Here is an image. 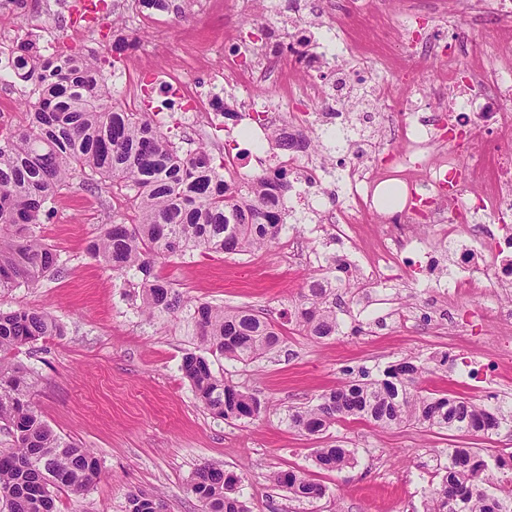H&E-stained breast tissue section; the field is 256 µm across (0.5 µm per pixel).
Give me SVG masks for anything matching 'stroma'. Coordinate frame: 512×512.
Wrapping results in <instances>:
<instances>
[{"label": "stroma", "mask_w": 512, "mask_h": 512, "mask_svg": "<svg viewBox=\"0 0 512 512\" xmlns=\"http://www.w3.org/2000/svg\"><path fill=\"white\" fill-rule=\"evenodd\" d=\"M232 0H168L163 27L138 28L123 18L122 0H111L97 31L79 40L65 36L68 14L30 11L0 16V26L14 25L15 35L0 34V51L15 36L38 40L46 28L60 38V53H79L111 60L118 37L137 39L136 60L145 71L170 65L204 66L218 72L224 65L220 48L229 29L253 31L249 13H240ZM306 19L339 12L355 27L347 44L336 49V64L359 71L362 86L371 82L380 59L416 71L418 85L398 88L403 100L423 96L437 80L440 61L402 50L401 40L411 16L424 15L426 0H306ZM384 39H377V27ZM251 119L235 115L227 122L226 151L241 158L248 174L273 166L279 150L271 141H258ZM363 130L352 122L335 138L319 136L318 155L332 156L335 166L327 181L332 192L324 206H338L344 191L340 167L347 158L341 145L358 141ZM132 192L123 183L103 182L98 188L73 180L57 194L52 212L40 226L44 242L58 254L60 276L43 278L26 288L0 295V309H43L62 327L61 335L39 341L16 354L30 372L31 400L44 420L67 441L91 448L100 463L97 477L83 494H59L58 512H126L133 492L162 494L168 512H200L190 490L194 471L208 462L222 463L240 479L239 490L250 512H423L437 468L448 461L458 438L415 425L378 428L361 421H341L323 438L298 434L283 417L288 410L316 403L319 395L346 379L350 370L380 373L388 365L409 360L424 366L421 380L428 391H461L457 372L439 366L447 349L486 362L502 361L496 340L505 323L491 309L496 287L485 275L479 290L440 296L429 284L439 269L449 268L448 244L433 226L420 235L439 260L438 268L413 271L398 266L391 286L393 305L404 311L435 313L455 309L454 324H430L425 329L395 322L367 335L368 321L379 314L373 287L351 283L336 291L339 331L329 339L300 333L290 319L306 287L309 271L339 257L356 268L365 267L376 240L374 224L362 235L338 240L319 227L316 215L289 200L286 229L269 248L246 255H217L204 250L182 258L159 261L154 272L183 296L226 307H247L285 326L281 347L267 358L245 365L225 358L215 371L242 390L259 394L271 409L257 420L213 418L198 402L180 371L183 356L194 351L182 316L161 322L141 312V278L122 276L96 261L89 252L101 225L133 224L138 213ZM305 240L306 249L289 254L288 243ZM340 444L355 452L352 466L340 471L318 469L312 448ZM293 468L320 481L327 499L308 503L289 498L269 481L272 472Z\"/></svg>", "instance_id": "1"}]
</instances>
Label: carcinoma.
I'll use <instances>...</instances> for the list:
<instances>
[{
    "label": "carcinoma",
    "mask_w": 512,
    "mask_h": 512,
    "mask_svg": "<svg viewBox=\"0 0 512 512\" xmlns=\"http://www.w3.org/2000/svg\"><path fill=\"white\" fill-rule=\"evenodd\" d=\"M8 66L31 86L25 124L0 136V294L60 274L55 250L37 234L58 192L89 171L135 191L136 224H104L90 253L113 271L143 274L142 309L150 317L181 311L195 328L197 344L212 356L251 364L283 342L280 325L248 308L192 303L153 273L158 260L197 249L238 255L275 243L285 230L274 211L277 193L288 191V172L278 170L226 179L224 161L204 147L184 154L147 112H128L106 92L107 77L96 59L75 55L46 58L28 40L16 43ZM278 149L306 151L276 131ZM335 287L327 270L309 274L295 312L298 331L316 339L338 332L330 302ZM60 334L45 310L0 309V428L10 446L0 449V512H57L61 492H84L99 463L87 448L66 443L38 414L30 399L26 368L16 350ZM180 371L196 398L222 420H255L267 412L258 395L224 381L208 358L194 352ZM424 368L408 360L367 372L322 394L303 410H289L288 427L307 436L334 423L361 420L386 428L416 424L478 438L512 425V407L490 406L451 393L436 396L419 386ZM316 467L338 471L355 462L354 451L326 445L311 452ZM478 448L448 449L445 474L425 512H512V480L492 482ZM273 486L314 503L326 486L294 470L269 476ZM239 478L219 464L195 471L191 491L201 512H250L237 490ZM157 494L132 493L128 512H152Z\"/></svg>",
    "instance_id": "1"
}]
</instances>
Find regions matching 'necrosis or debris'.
Wrapping results in <instances>:
<instances>
[{
	"label": "necrosis or debris",
	"instance_id": "4bbe7bcc",
	"mask_svg": "<svg viewBox=\"0 0 512 512\" xmlns=\"http://www.w3.org/2000/svg\"><path fill=\"white\" fill-rule=\"evenodd\" d=\"M446 0H435L430 11L428 31L412 36L409 52L440 60L444 74L431 88V119L419 115L420 104L408 101L399 110L366 113V122H377L400 133L401 149L390 152L393 168L365 172L351 164L344 197L346 204L329 212L326 221L345 239L356 235L361 217L379 216V189L396 178L406 186L403 205L384 218L381 234L369 262L368 281L385 283L389 271L401 255H417L423 241L417 234L419 223L438 227L442 238L454 242L451 258L454 272L435 279L433 288L448 294L480 287L483 276L495 271L504 296L496 312L503 320L512 319V153L488 169L485 151L476 149L475 140L488 135L495 141L512 142V0H453L455 10L446 13ZM493 22L504 34L494 53L488 54L468 35L471 25ZM451 24L456 34L444 38L443 24ZM224 53V69L217 82L230 89L249 93L251 114L261 132L280 129L294 138L308 139L313 132L312 107H319L327 124L343 119L344 90L355 75L337 71L328 78L322 61L328 52L324 42L301 33L288 44L273 45L266 62L254 59L255 43L244 38L229 40ZM467 67H460L461 59ZM161 100L154 108L156 120L166 114L208 113L220 115V93L201 90L196 77L179 69L160 74ZM273 84L280 88L292 110L288 117L270 109L267 101L253 96L251 88ZM457 89L463 110L448 114V91ZM486 111L480 121H472L467 111L475 101ZM441 153H433V146ZM467 227L469 244H458V230Z\"/></svg>",
	"mask_w": 512,
	"mask_h": 512
}]
</instances>
